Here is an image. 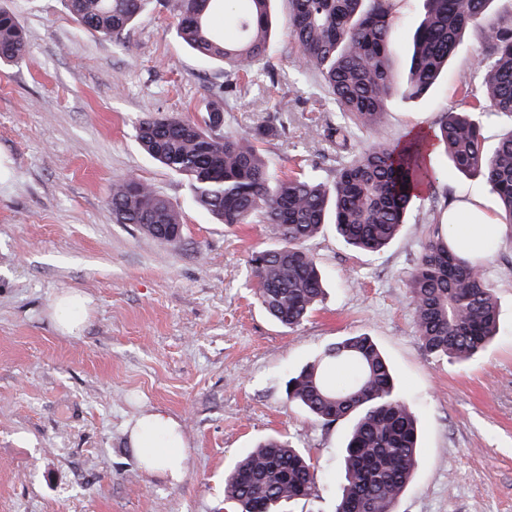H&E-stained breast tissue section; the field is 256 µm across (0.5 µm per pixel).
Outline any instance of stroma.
Returning a JSON list of instances; mask_svg holds the SVG:
<instances>
[{"instance_id":"obj_1","label":"stroma","mask_w":512,"mask_h":512,"mask_svg":"<svg viewBox=\"0 0 512 512\" xmlns=\"http://www.w3.org/2000/svg\"><path fill=\"white\" fill-rule=\"evenodd\" d=\"M0 6L16 13L28 41L19 64L0 68V512H234L224 473L270 436L314 465L312 496L290 512H333L350 424L315 422L284 387L325 345L364 333L421 426L419 464L397 512H512V226L501 225L484 261L499 333L467 363L427 354L408 295L428 214L445 224L449 208L474 197L498 213L481 178L460 174L435 148V181L382 251H353L330 227L308 241L327 290L306 321L282 327L260 306L248 263L272 244L266 225L215 223L187 180L136 139L152 114L197 116L223 67L181 42L157 0L125 47L79 27L64 0ZM422 14V0H400L398 75ZM295 54L279 26L270 78L232 102L224 126L241 133L280 115L284 131L267 152L285 172L328 180L330 144L307 129L335 123L336 107L316 73L295 68ZM482 54L481 31L469 28L431 91L391 99L380 132L355 131L357 148L438 128L465 88L482 90ZM282 77L299 96H283ZM119 177L146 181L180 212V242L115 223L107 196ZM62 291L92 300L79 335L59 333L49 316ZM155 410L177 422L186 444L180 480L147 470L130 445V425Z\"/></svg>"}]
</instances>
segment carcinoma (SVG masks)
<instances>
[{
  "instance_id": "cac0c4a2",
  "label": "carcinoma",
  "mask_w": 512,
  "mask_h": 512,
  "mask_svg": "<svg viewBox=\"0 0 512 512\" xmlns=\"http://www.w3.org/2000/svg\"><path fill=\"white\" fill-rule=\"evenodd\" d=\"M76 22L101 38L129 47L127 33L146 0H65ZM176 20V35L200 55L224 63V86L213 91L199 121L157 114L141 122L143 151L188 178L195 204L220 224L268 225L276 244L251 255L257 296L282 326L299 325L321 301L324 280L304 244L331 225L349 247L377 253L405 224L406 213L433 178L424 139L401 146L356 148L350 128L378 131L388 98L424 96L439 80L462 33L480 28L486 73L484 95L464 91L467 109L448 112L431 139L455 169L481 176L512 224V132L484 150L475 112L512 116V23L493 16L494 0H423L424 14L410 37L406 81L391 68L397 40V0H288L286 24L296 63L316 72L341 121L326 129L336 172L329 181L287 175L262 155L258 144L280 135L274 123L239 135L216 130L224 94L246 92L265 71L274 33L276 0H159ZM225 27L212 28L215 5ZM27 41L14 13L0 9V64H16ZM118 224H135L164 243L183 234L177 210L149 184L112 182L108 199ZM409 275V298L418 339L437 358L465 362L497 334V304L481 261L458 247L436 220ZM348 365L339 381L331 368ZM285 398L324 425L353 420L342 458L343 489L335 512H396L418 462V422L394 383L392 370L367 336L328 345L289 377ZM314 487L310 458L288 441L271 438L246 454L224 478V497L237 512H280L308 499Z\"/></svg>"
}]
</instances>
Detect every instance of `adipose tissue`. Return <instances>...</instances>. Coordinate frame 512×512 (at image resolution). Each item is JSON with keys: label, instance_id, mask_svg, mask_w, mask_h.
Instances as JSON below:
<instances>
[{"label": "adipose tissue", "instance_id": "1", "mask_svg": "<svg viewBox=\"0 0 512 512\" xmlns=\"http://www.w3.org/2000/svg\"><path fill=\"white\" fill-rule=\"evenodd\" d=\"M448 222L463 248L478 254L485 253L499 233L495 217L483 210L476 199L449 210ZM130 437L145 468L163 471L175 478L180 476L185 443L177 422L169 415L154 411L141 416L134 422Z\"/></svg>", "mask_w": 512, "mask_h": 512}]
</instances>
